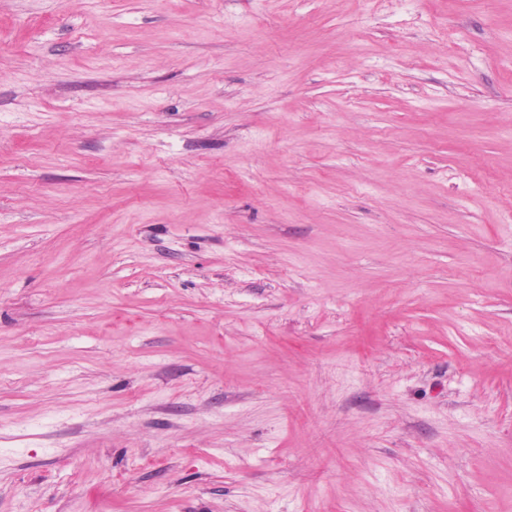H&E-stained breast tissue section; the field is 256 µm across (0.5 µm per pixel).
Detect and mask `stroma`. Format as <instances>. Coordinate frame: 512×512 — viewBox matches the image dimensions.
<instances>
[{
    "instance_id": "stroma-1",
    "label": "stroma",
    "mask_w": 512,
    "mask_h": 512,
    "mask_svg": "<svg viewBox=\"0 0 512 512\" xmlns=\"http://www.w3.org/2000/svg\"><path fill=\"white\" fill-rule=\"evenodd\" d=\"M0 512H512V0H0Z\"/></svg>"
}]
</instances>
